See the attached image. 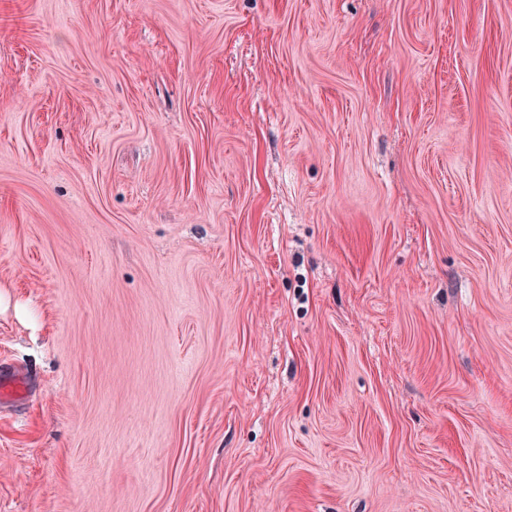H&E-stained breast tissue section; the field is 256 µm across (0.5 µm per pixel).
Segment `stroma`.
Returning <instances> with one entry per match:
<instances>
[{"label": "stroma", "instance_id": "1", "mask_svg": "<svg viewBox=\"0 0 512 512\" xmlns=\"http://www.w3.org/2000/svg\"><path fill=\"white\" fill-rule=\"evenodd\" d=\"M0 512H512V0H0Z\"/></svg>", "mask_w": 512, "mask_h": 512}]
</instances>
